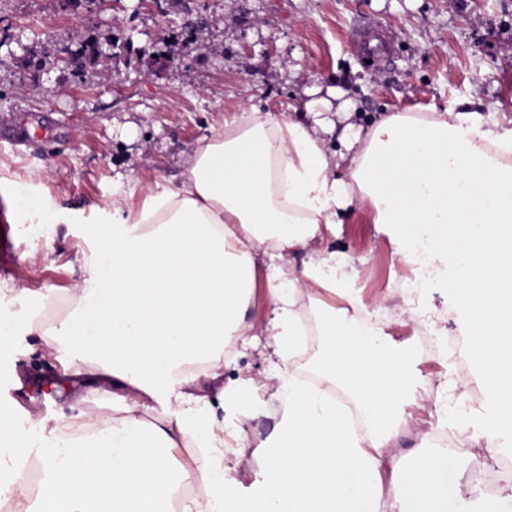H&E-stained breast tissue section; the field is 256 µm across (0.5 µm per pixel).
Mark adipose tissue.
<instances>
[{
	"instance_id": "1",
	"label": "adipose tissue",
	"mask_w": 512,
	"mask_h": 512,
	"mask_svg": "<svg viewBox=\"0 0 512 512\" xmlns=\"http://www.w3.org/2000/svg\"><path fill=\"white\" fill-rule=\"evenodd\" d=\"M308 93L309 122L242 105L193 149L180 186L99 208L98 258L72 262V316L29 330L74 342L82 363L72 375L111 397L112 417L60 420L40 487L0 488L15 512H460L457 455L433 451L398 474L390 450L417 379L382 332L316 298L321 288L358 303L348 290L356 270L321 243L357 208L372 210L401 261L428 238L468 316L467 353L494 403L489 438L512 434V119L484 120L466 101L389 112L369 132L350 130L342 154L327 146L328 114L350 119L354 104L337 87ZM0 215L80 221L7 193ZM306 249L294 268L290 255ZM261 279L276 355L293 357L310 301L326 338L324 375L366 429L320 388L280 375V420L254 450L261 479L242 496L207 393L224 375L229 337L254 328L246 316ZM190 447L193 466L173 465L174 450Z\"/></svg>"
}]
</instances>
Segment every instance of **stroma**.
<instances>
[{
	"mask_svg": "<svg viewBox=\"0 0 512 512\" xmlns=\"http://www.w3.org/2000/svg\"><path fill=\"white\" fill-rule=\"evenodd\" d=\"M74 16L57 0H0V187L29 184L48 205L80 213L78 224H53L46 240L15 244L13 279L20 292L0 298V308H17L0 365L19 375L28 422L44 423L32 459L55 439L56 420L78 411L111 415L112 404L95 395L78 403L65 392L62 362L76 352L66 339L55 342L53 359L42 366V343L28 331L31 318L57 312L66 319L75 282L68 263L74 253L97 257L95 209L113 195L179 184L195 145L223 131L224 120L250 102L274 116L305 118V90L336 86L358 109L356 122L385 112L445 110L471 102L485 119L512 117V0H109L84 27L101 40L130 43L134 54L84 80L66 79L46 62L42 93L30 90L31 75L17 61L29 47L53 49V36L69 32ZM387 30L391 50L378 65L363 60L353 42L364 26ZM169 52L173 65L162 79L148 77L139 56ZM66 92H58L59 83ZM325 247L349 260L358 276L352 284L371 321L411 356L423 385L437 397L417 396L405 409L393 455L401 469L414 463L419 442L432 424L470 431L459 450L467 471L474 453L485 451L491 408L483 372L469 365L460 379L456 363L426 364L418 354V331L404 312V264L372 214L357 209L328 234ZM35 256H27L28 247ZM439 336H462L467 317L445 279L434 277L421 293ZM274 340L266 334L236 340L224 366L225 389L247 379H266ZM480 397L462 411L461 393ZM278 402L264 395L257 407L235 410L227 429H242L257 446L278 421Z\"/></svg>",
	"mask_w": 512,
	"mask_h": 512,
	"instance_id": "35a3bbf8",
	"label": "stroma"
}]
</instances>
